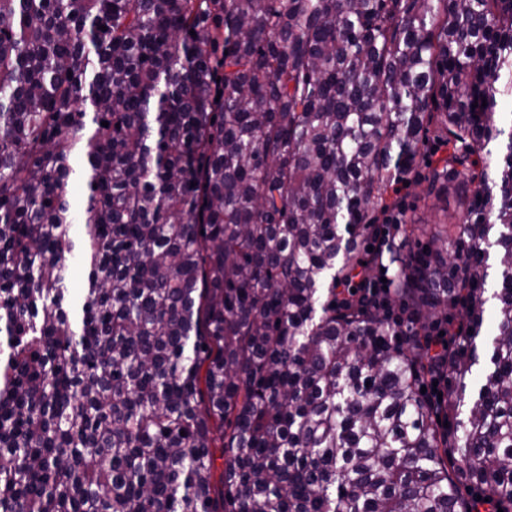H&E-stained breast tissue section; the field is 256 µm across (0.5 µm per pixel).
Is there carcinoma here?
Returning <instances> with one entry per match:
<instances>
[{"instance_id": "carcinoma-1", "label": "carcinoma", "mask_w": 512, "mask_h": 512, "mask_svg": "<svg viewBox=\"0 0 512 512\" xmlns=\"http://www.w3.org/2000/svg\"><path fill=\"white\" fill-rule=\"evenodd\" d=\"M463 486L512 512V0H0V512ZM424 185L425 183H422V185L412 184L407 187L402 186L399 196L404 198L406 206H408L406 218L409 224L411 218L415 224H422L423 228H429L431 224L446 222V218L444 216L445 212L442 211L444 204L436 200H429L425 206L421 202L418 203L417 209L412 208L415 196L421 194Z\"/></svg>"}]
</instances>
